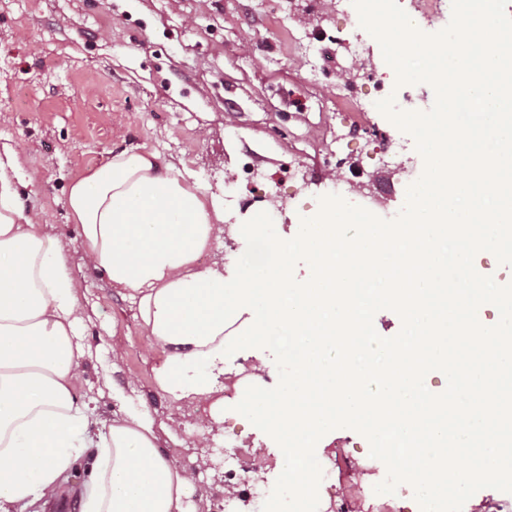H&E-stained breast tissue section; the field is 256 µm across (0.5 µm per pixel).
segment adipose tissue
Returning <instances> with one entry per match:
<instances>
[{"mask_svg":"<svg viewBox=\"0 0 512 512\" xmlns=\"http://www.w3.org/2000/svg\"><path fill=\"white\" fill-rule=\"evenodd\" d=\"M456 44L415 82H433L439 111L404 112L418 133L431 175L410 187V224L368 225L350 244L336 240L352 216L335 207L291 236L268 240L265 262L198 268L224 221L221 199L189 181L155 152L126 149L74 180L67 206L88 256L113 287L130 291L142 326L166 357L156 382L174 399L212 400L224 390V362L240 351L263 359L266 339L289 338L294 370L275 389H256L239 407L281 448L283 479L307 491L310 448L339 418L382 422L370 441L395 448L415 478L417 462L445 459L479 442L476 479L512 475V440L489 416L459 403L456 427L423 408V371H465L464 388H493L491 371L512 374V291L491 290L470 274L475 250L512 245V44L497 34L498 0H458ZM14 156L0 159V512L52 496L63 475L91 460L81 512H194L193 476L162 452L151 420L115 415L94 427L78 402L82 345L75 340L77 296L64 247L18 202ZM454 238L452 251L438 244ZM305 255V278L288 273L290 252ZM404 321L389 349L383 400L369 405L361 373L337 364L343 336L362 335L379 308ZM496 308L494 323L472 325L469 311Z\"/></svg>","mask_w":512,"mask_h":512,"instance_id":"obj_1","label":"adipose tissue"}]
</instances>
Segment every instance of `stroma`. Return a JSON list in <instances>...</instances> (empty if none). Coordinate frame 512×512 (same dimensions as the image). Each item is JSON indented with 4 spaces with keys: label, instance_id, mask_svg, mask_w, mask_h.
I'll list each match as a JSON object with an SVG mask.
<instances>
[{
    "label": "stroma",
    "instance_id": "obj_1",
    "mask_svg": "<svg viewBox=\"0 0 512 512\" xmlns=\"http://www.w3.org/2000/svg\"><path fill=\"white\" fill-rule=\"evenodd\" d=\"M333 0H0V156L15 155V181L25 212L50 225L65 245L78 285L79 340L84 348L78 391L92 415H147L160 448L196 474L188 499L197 512L224 500V431L278 462L277 445L263 443L242 413L209 419L207 404L176 401L159 390L162 349L142 330L127 291L112 287L91 264L81 229L70 217V184L125 148H146L190 173L235 207L228 224H249L258 194L252 174L272 176L279 234L327 201L319 183L333 180L341 159L370 174L390 208L414 217L409 182L381 165L383 139L402 137L411 182L428 178L416 130L384 106L370 83L345 94L341 71L376 67L398 82L411 112L436 111L440 88L400 79L391 67V36L365 24L363 54L351 36L317 41L335 30ZM373 101L372 111L358 103ZM351 110L342 120L341 110ZM260 252L257 239L221 235L205 266H241ZM357 422L340 420L315 454L330 469L365 455ZM85 466L64 477L54 498L17 505L16 512H81Z\"/></svg>",
    "mask_w": 512,
    "mask_h": 512
}]
</instances>
